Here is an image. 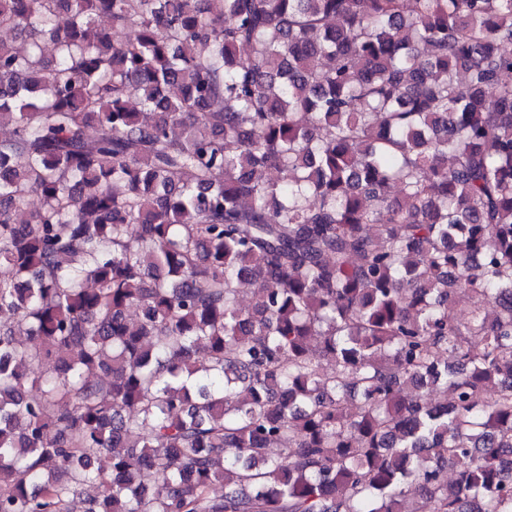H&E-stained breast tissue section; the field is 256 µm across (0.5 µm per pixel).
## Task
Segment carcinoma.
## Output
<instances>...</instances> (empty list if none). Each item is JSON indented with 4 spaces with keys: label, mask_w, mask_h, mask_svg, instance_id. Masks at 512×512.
<instances>
[{
    "label": "carcinoma",
    "mask_w": 512,
    "mask_h": 512,
    "mask_svg": "<svg viewBox=\"0 0 512 512\" xmlns=\"http://www.w3.org/2000/svg\"><path fill=\"white\" fill-rule=\"evenodd\" d=\"M0 28V512H512V0Z\"/></svg>",
    "instance_id": "obj_1"
}]
</instances>
